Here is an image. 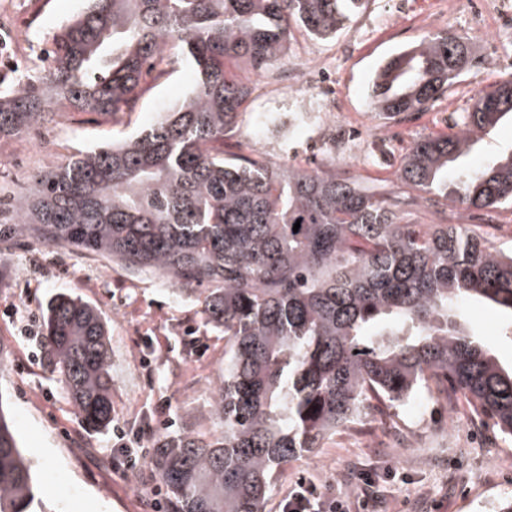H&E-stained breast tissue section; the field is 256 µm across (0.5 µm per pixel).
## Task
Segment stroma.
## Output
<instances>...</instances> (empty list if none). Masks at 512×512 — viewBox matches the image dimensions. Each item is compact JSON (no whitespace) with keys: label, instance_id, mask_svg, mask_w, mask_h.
<instances>
[{"label":"stroma","instance_id":"1","mask_svg":"<svg viewBox=\"0 0 512 512\" xmlns=\"http://www.w3.org/2000/svg\"><path fill=\"white\" fill-rule=\"evenodd\" d=\"M85 0H0V79L44 56L45 37L75 18ZM493 30L492 40L476 37ZM25 30L32 41L23 54L11 52L6 30ZM452 31L474 39V65L428 110L393 123L394 137L365 145L339 172L355 177L372 192L400 191L395 172L401 157L420 136L455 132L460 113L476 93L512 80V0H367L336 36L318 41L296 35L290 52L316 51L331 77L327 93L348 127L375 125L370 86L379 63L429 34ZM189 65L174 74L151 71L148 93L135 111L103 116L67 112L19 136L0 139V225L14 221L12 203L29 177L54 156L63 164L72 155L123 133L149 127L160 112L193 88ZM281 89L258 85L241 122V140L270 162L306 169L321 166L317 143L302 138L289 144L268 139L265 116L281 111ZM68 291L97 305L108 323L112 355V422L126 431V447L142 459L140 470L124 473L111 428L90 430L53 372L41 337L27 335L29 316L42 315L51 296ZM462 321L503 368L512 367V315L476 301L462 306ZM0 405L7 410L20 448L40 467L48 512H152L159 480L151 456L166 435H212L220 427L212 413L214 389L224 374V331L209 323L195 298L176 293L168 281L134 274L119 263L69 249L48 250L26 236L0 237ZM421 429L427 447L399 456L385 447L380 425L401 405L371 401L364 416L329 435L321 448L281 469L266 512H278L281 499L301 478L348 497L361 512L354 477L372 473L385 512H493L512 499V471L488 468L487 459L512 455V439L477 411L448 382L431 385ZM168 405L166 420L155 418ZM456 405L447 418L448 405ZM471 433L451 444L438 436L448 428ZM52 469H44V461ZM398 477H391L390 469Z\"/></svg>","mask_w":512,"mask_h":512}]
</instances>
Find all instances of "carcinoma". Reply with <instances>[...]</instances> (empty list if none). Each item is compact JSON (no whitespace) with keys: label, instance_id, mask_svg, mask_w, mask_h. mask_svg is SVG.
Listing matches in <instances>:
<instances>
[{"label":"carcinoma","instance_id":"1","mask_svg":"<svg viewBox=\"0 0 512 512\" xmlns=\"http://www.w3.org/2000/svg\"><path fill=\"white\" fill-rule=\"evenodd\" d=\"M364 0H87L48 38L47 66L0 92V138L59 112H132L143 70L187 62L195 87L148 128L30 177L14 232L164 276L224 328L213 397L220 434L167 435L153 450L176 512H264L278 470L362 416L375 395L401 403L432 378L457 387L512 438V369L458 321L484 300L512 315V250L467 225L466 211L512 208V148L462 168L512 121V80L480 92L456 132L422 136L402 156L405 192L372 193L334 169L266 161L238 141L253 92L234 70L265 78L298 30L329 40ZM426 37L380 65L371 108L387 121L422 112L472 65L462 39ZM433 208L415 224L408 207ZM298 231H293L295 223ZM43 343L92 430L112 420L106 321L68 293L45 312ZM0 512H42L33 465L0 413Z\"/></svg>","mask_w":512,"mask_h":512}]
</instances>
